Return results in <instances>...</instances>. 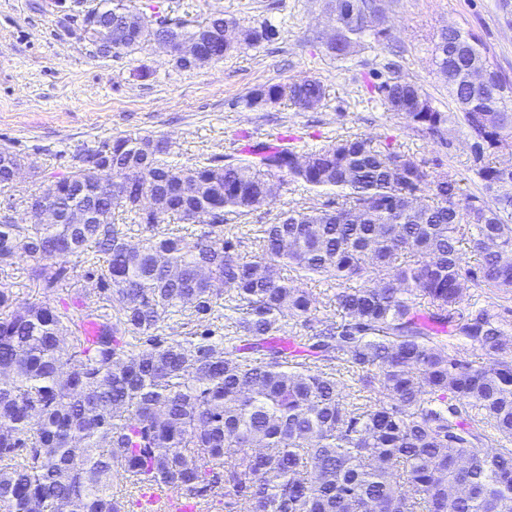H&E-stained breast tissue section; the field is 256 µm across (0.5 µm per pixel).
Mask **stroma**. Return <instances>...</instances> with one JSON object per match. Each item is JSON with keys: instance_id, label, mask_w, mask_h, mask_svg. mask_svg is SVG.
Returning <instances> with one entry per match:
<instances>
[{"instance_id": "1", "label": "stroma", "mask_w": 512, "mask_h": 512, "mask_svg": "<svg viewBox=\"0 0 512 512\" xmlns=\"http://www.w3.org/2000/svg\"><path fill=\"white\" fill-rule=\"evenodd\" d=\"M132 11L182 24L192 31L220 15L240 27L275 25L278 36L233 49L223 61L194 69L175 67L154 44L118 57H102L84 36L81 12L58 0H0V145L35 159L40 173L0 186V215L24 216L27 197L43 177L70 172L73 157L94 142L125 134L165 139L171 158L192 165L206 158H246L251 146L295 137L309 152L336 138L362 137L380 146L396 140L427 170H455L464 193L480 194L471 169V141L455 113L448 85L432 62L431 47L453 26L474 36L497 71L512 83V0H382L375 20L383 37H365L348 56L336 58L327 44L336 30V0H123ZM395 63L403 78L421 85L432 104L448 113L443 137L409 127L398 112L369 102L372 70ZM313 76L326 96L312 109L283 100L248 109L245 99L264 84ZM288 182L270 206L244 216L247 224L273 223L277 214L335 200ZM34 262L16 259L0 283L18 305L43 299L60 304L77 288L46 294L29 277Z\"/></svg>"}]
</instances>
